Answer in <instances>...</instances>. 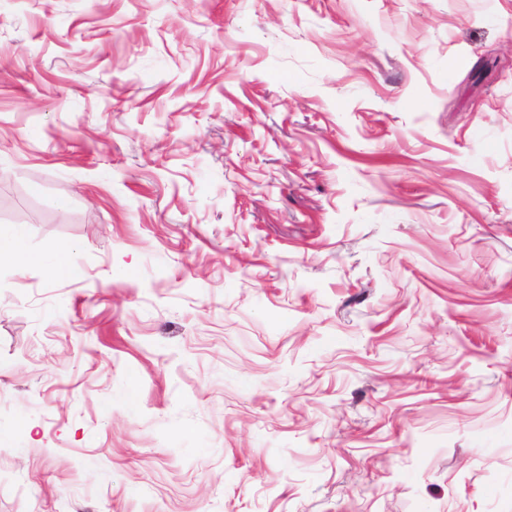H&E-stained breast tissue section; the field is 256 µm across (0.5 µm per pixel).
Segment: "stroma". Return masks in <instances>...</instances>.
I'll list each match as a JSON object with an SVG mask.
<instances>
[{"instance_id": "stroma-1", "label": "stroma", "mask_w": 512, "mask_h": 512, "mask_svg": "<svg viewBox=\"0 0 512 512\" xmlns=\"http://www.w3.org/2000/svg\"><path fill=\"white\" fill-rule=\"evenodd\" d=\"M12 224L0 512H512V0H0ZM27 229L23 224L0 226V257L9 255L23 264L40 262L39 256L26 249ZM69 249L63 247L58 250L53 264L46 267L53 278H75L79 276V271L68 259Z\"/></svg>"}]
</instances>
